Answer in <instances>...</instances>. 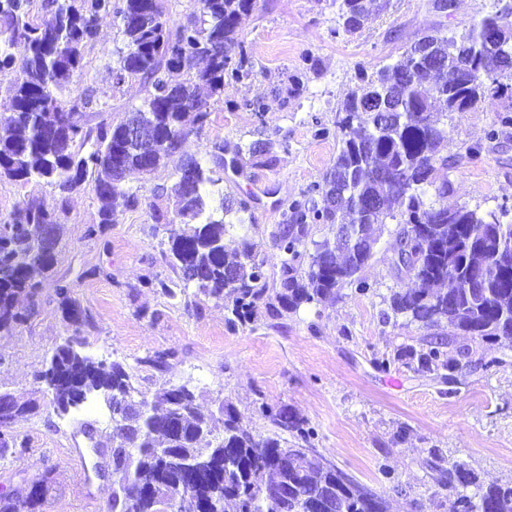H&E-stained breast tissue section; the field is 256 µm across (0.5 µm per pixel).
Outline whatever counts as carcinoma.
<instances>
[{
    "instance_id": "obj_1",
    "label": "carcinoma",
    "mask_w": 512,
    "mask_h": 512,
    "mask_svg": "<svg viewBox=\"0 0 512 512\" xmlns=\"http://www.w3.org/2000/svg\"><path fill=\"white\" fill-rule=\"evenodd\" d=\"M199 3V18L173 28L155 0H48L38 22L29 20L31 0H0V34L9 33L10 45L22 41L27 46L19 64L0 48V71L15 72L11 116L0 133V178L43 180L63 200L90 181L103 202L102 224L117 223L109 206L113 197L121 195L136 207L138 195L113 188L107 177L114 161L130 173L145 172L141 157L128 150L119 126L92 130L76 120L75 113L96 106L91 90L73 101L63 100L61 93L83 67L99 17L117 18L125 39L118 81L147 82L136 111L152 114L153 131L169 140L150 161L151 170L158 169L179 150L175 140L189 134L184 100L200 107L195 121L205 123L208 99L224 94L225 77L239 78L242 68L240 62L225 63L224 50L238 44L239 17L253 0ZM496 3L494 12L461 36L430 29L395 63L359 74L336 120L340 149L332 169L304 198L291 202L273 235L284 254L274 290L268 288L257 245L245 235L252 218L249 202L234 205L216 189L220 179L213 174L224 169V143H213L207 161L182 159L174 188L176 218L158 208L152 213L167 233L171 266L180 272L176 287L193 285L198 293L224 301L233 325L338 299L352 285L364 292L370 285L361 273L373 259L376 231L390 219L409 258L407 264H393L396 277L417 282L415 288L391 293L393 315L428 329L445 323L450 336L512 340V264L497 260L502 251L512 252V224L504 221L508 209L448 208L439 203L448 182L435 180L438 169L450 167L441 155L448 114L478 112L495 99L512 98V62L490 76L483 72L488 34H497L499 50L512 54V0ZM379 8V0H339L338 27L353 35ZM385 112L392 118H384ZM272 150L270 143L261 151L254 142L239 143L231 164L236 169L247 156L269 164ZM392 201L403 206L397 214L390 210ZM315 224L336 225L334 240L308 242ZM241 231L238 247L227 249L225 237ZM62 236L56 212L35 199L19 201L0 219V333L25 318L19 301L33 298L36 275L55 266ZM450 343L437 333L396 358L421 375L450 379L460 369V361L445 351ZM43 378L59 412L93 393L107 400L135 393L121 364L107 369L77 353L69 339L57 346ZM261 410L292 439L240 428L229 406L221 408L224 434L216 435L215 422L199 413L184 386L141 396L139 407L126 409L112 424V472L119 475L112 512H166L187 499L193 512H209L214 502L222 512H307L311 497L322 503L320 512H388L385 498L368 499V487L338 467L305 458L301 449L309 441L294 414L274 413L265 405ZM160 448L200 463L202 476L190 480L164 462ZM478 483L473 469L448 465V485ZM47 491V479L34 478L20 491L1 496L0 512H38ZM478 498L476 504L461 499L464 512H512V483H488Z\"/></svg>"
}]
</instances>
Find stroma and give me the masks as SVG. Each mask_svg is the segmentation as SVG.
Returning a JSON list of instances; mask_svg holds the SVG:
<instances>
[{"label":"stroma","mask_w":512,"mask_h":512,"mask_svg":"<svg viewBox=\"0 0 512 512\" xmlns=\"http://www.w3.org/2000/svg\"><path fill=\"white\" fill-rule=\"evenodd\" d=\"M492 5L452 0L441 11L434 0H389L360 31L343 35L336 31L334 0H254L238 25L242 76L226 80L223 96L211 98L205 125L187 120L182 151L200 157L216 141L228 154L239 143L273 142V165L257 159L243 164L241 174L224 171L220 182L225 197L251 202L249 236L268 279H276L283 258L273 235L285 209L334 163L340 148L336 111L358 72L393 63L426 29L462 33ZM124 46L118 20L102 18L83 69L63 93L70 99L93 90L92 123H119L146 95L140 79L114 80ZM475 145L480 153L467 155ZM441 153L456 164L436 174L451 182L449 205H512V125H500L495 105L449 113ZM178 162L174 156L152 173L130 176L125 186L140 203L129 208L116 199L118 221L105 227L92 183L63 204L46 183L0 179V218L34 197L60 211L66 229L58 264L40 275L28 303L29 319L0 334V391L27 408L11 428L15 449L0 461V493L45 474L51 488L42 512H112L109 409L96 397L91 405L57 414L42 378L51 354L69 336L92 358L121 364L136 391L150 396L186 386L202 414L216 417L222 406H231L252 433L274 431L259 414L260 403L288 409L303 420L313 447L386 498L390 512H453L458 498L476 496L473 487L438 485L439 474L427 462L432 448L484 481H512V343L472 342L461 369L445 381L396 360L398 350L418 345L427 331L404 317L384 316L390 291L415 285L393 270L395 225L384 226L363 271L371 292L349 286L340 299L273 319L233 326L223 302L147 287L150 279L176 278L167 237L151 215L156 207L173 208ZM61 284L68 286L67 296L59 295ZM66 297L76 303L79 323L68 320ZM158 355L164 366L152 365ZM88 426L90 438L84 434Z\"/></svg>","instance_id":"1"}]
</instances>
